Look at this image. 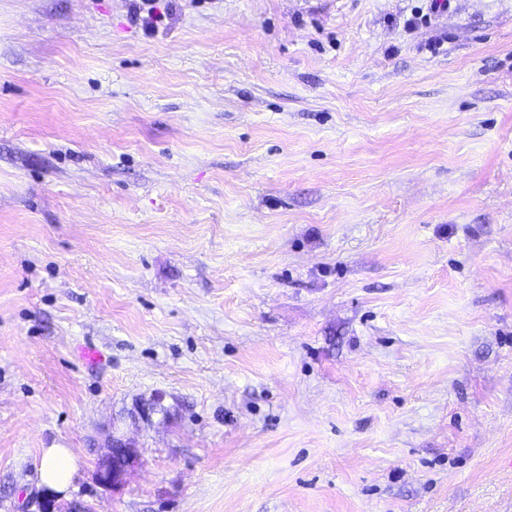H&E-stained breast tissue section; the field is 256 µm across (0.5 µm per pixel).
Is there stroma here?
Here are the masks:
<instances>
[{
	"label": "stroma",
	"instance_id": "35a3bbf8",
	"mask_svg": "<svg viewBox=\"0 0 512 512\" xmlns=\"http://www.w3.org/2000/svg\"><path fill=\"white\" fill-rule=\"evenodd\" d=\"M431 2L0 0V512H512V0ZM122 447L125 460L121 463L113 462L116 447ZM107 451L101 455L98 462L97 481L105 487L117 488L124 484L125 478L137 460V452L128 440L110 435L107 440ZM78 472L76 458L68 448L43 449L37 475L39 483L56 493L66 492Z\"/></svg>",
	"mask_w": 512,
	"mask_h": 512
}]
</instances>
